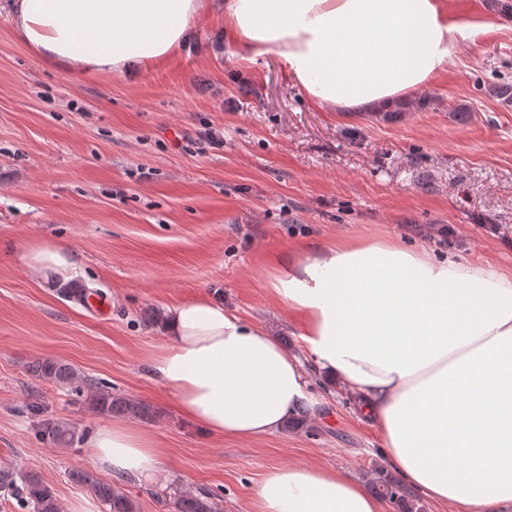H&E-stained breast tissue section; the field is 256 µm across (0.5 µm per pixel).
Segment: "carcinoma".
<instances>
[{
    "label": "carcinoma",
    "mask_w": 512,
    "mask_h": 512,
    "mask_svg": "<svg viewBox=\"0 0 512 512\" xmlns=\"http://www.w3.org/2000/svg\"><path fill=\"white\" fill-rule=\"evenodd\" d=\"M36 379L64 385L78 399L90 401L93 408L103 415H127L141 421H150L154 414L150 407L128 397L115 395L108 386L100 384L90 389L70 364L43 359L30 367ZM39 440L53 448H71L84 438L75 427L62 421H47L38 431ZM73 482L87 487L107 508V512H138L136 500L124 488L99 480L92 472L78 468L70 472ZM370 486L376 495L388 501L394 512H420L409 500L402 486L383 466L375 467L370 474ZM0 491L16 499L28 512H62V506L52 487L36 473L24 470H0ZM170 512H220L219 494L212 490H174L167 502Z\"/></svg>",
    "instance_id": "carcinoma-1"
}]
</instances>
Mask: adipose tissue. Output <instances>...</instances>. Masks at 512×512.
<instances>
[{
	"label": "adipose tissue",
	"instance_id": "1",
	"mask_svg": "<svg viewBox=\"0 0 512 512\" xmlns=\"http://www.w3.org/2000/svg\"><path fill=\"white\" fill-rule=\"evenodd\" d=\"M223 14L241 59L276 53L329 112L391 108L442 74L479 30L444 0H12L17 37L86 74L132 72L178 54L204 11ZM33 272L70 279L72 255L30 246ZM267 286L299 323L318 374L344 384L378 431L391 468L453 512L512 506V271L370 236L275 255ZM152 370L207 432L277 433L308 403L299 356L207 296L164 313ZM100 468L151 481L155 438L123 423L88 435ZM251 512H386L361 483L289 465L251 491Z\"/></svg>",
	"mask_w": 512,
	"mask_h": 512
}]
</instances>
